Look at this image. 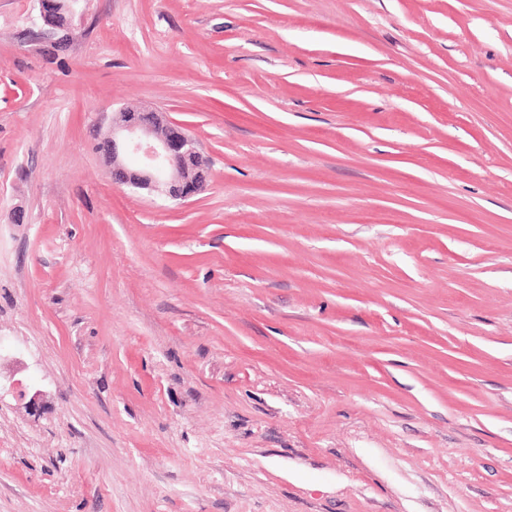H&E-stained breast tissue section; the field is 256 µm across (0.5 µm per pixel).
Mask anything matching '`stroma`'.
<instances>
[{"label": "stroma", "instance_id": "stroma-1", "mask_svg": "<svg viewBox=\"0 0 512 512\" xmlns=\"http://www.w3.org/2000/svg\"><path fill=\"white\" fill-rule=\"evenodd\" d=\"M79 8L0 0V512H512V0ZM38 38L43 42H56L61 31L74 22L72 0H39ZM98 148L112 165L113 184L175 202L197 195L209 177L198 142L182 125L163 120L157 112H118ZM130 157L138 161L129 165Z\"/></svg>", "mask_w": 512, "mask_h": 512}]
</instances>
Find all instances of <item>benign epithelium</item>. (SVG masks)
Returning <instances> with one entry per match:
<instances>
[{
  "label": "benign epithelium",
  "instance_id": "1",
  "mask_svg": "<svg viewBox=\"0 0 512 512\" xmlns=\"http://www.w3.org/2000/svg\"><path fill=\"white\" fill-rule=\"evenodd\" d=\"M72 0H39L38 38L55 42L74 22ZM117 186L144 189L184 203L205 186L209 171L198 142L157 112H120L100 142Z\"/></svg>",
  "mask_w": 512,
  "mask_h": 512
}]
</instances>
